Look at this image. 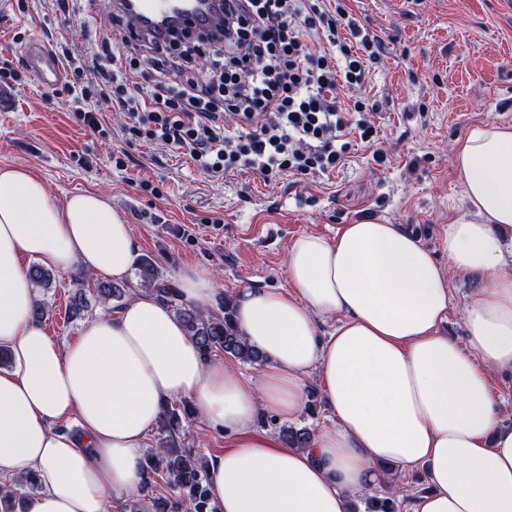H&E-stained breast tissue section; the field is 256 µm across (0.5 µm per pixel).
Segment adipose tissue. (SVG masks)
Listing matches in <instances>:
<instances>
[{"label": "adipose tissue", "mask_w": 512, "mask_h": 512, "mask_svg": "<svg viewBox=\"0 0 512 512\" xmlns=\"http://www.w3.org/2000/svg\"><path fill=\"white\" fill-rule=\"evenodd\" d=\"M465 209L451 216L440 266L419 238L384 219L310 232L286 249L289 288H243L236 318L266 364L248 379L204 361L170 308L140 291L51 339L31 318L26 264L121 281L136 256L132 227L101 193L50 198L21 166L0 167V479L33 474L24 512H118L150 480L149 432L165 402L192 399L233 435L209 456L220 512H349V498L387 482L382 467H426L411 512H512V427L492 378L512 372V127L472 130L455 153ZM478 280L467 343L440 329L448 272ZM179 301L209 308L210 270H179ZM336 326L321 335L319 322ZM317 373L336 423L309 448L254 431L258 413L295 419ZM75 421L78 433L62 430Z\"/></svg>", "instance_id": "adipose-tissue-1"}]
</instances>
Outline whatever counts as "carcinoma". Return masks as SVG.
I'll return each instance as SVG.
<instances>
[{
    "mask_svg": "<svg viewBox=\"0 0 512 512\" xmlns=\"http://www.w3.org/2000/svg\"><path fill=\"white\" fill-rule=\"evenodd\" d=\"M139 286L145 290L155 291L157 297L170 306L186 327L199 348L204 360L208 361L217 352L244 363H262L263 356L250 346L240 334L234 310V299L224 298L219 311H203L199 308L181 303L165 289L164 279L154 258L143 255L135 262ZM33 285L37 288L52 287L53 275L40 265L28 269ZM68 300V318L83 319L88 314L87 293L94 292L96 297L106 305L105 312L114 310L111 301L122 305L128 297L123 285L108 278H90L77 276L71 279ZM193 415L188 404L168 403L162 410L159 422V438L155 448L147 455L148 469L182 492V497L152 499V505L145 504V499H136L126 504L125 512H182L183 498H188L192 512H216L209 496L206 466L200 457L190 448H180L174 435ZM280 436L284 445L290 448H307L313 440V432L308 428L282 427ZM23 498V493L12 484L0 486V508L3 512H16V505ZM365 512H398L399 501L395 495L371 496L365 499Z\"/></svg>",
    "mask_w": 512,
    "mask_h": 512,
    "instance_id": "carcinoma-1",
    "label": "carcinoma"
}]
</instances>
